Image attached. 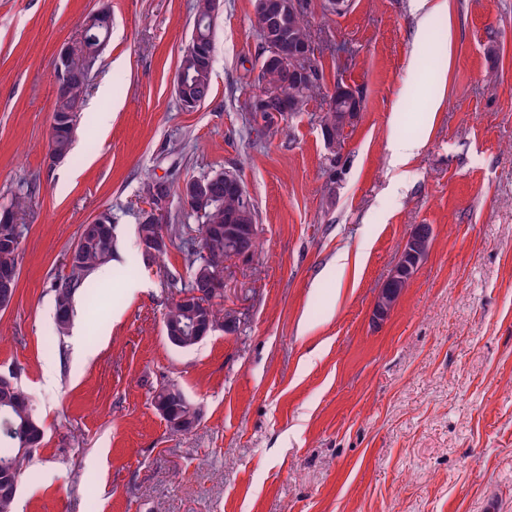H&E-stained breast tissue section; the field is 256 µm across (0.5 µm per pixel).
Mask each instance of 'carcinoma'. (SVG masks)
Listing matches in <instances>:
<instances>
[{
    "mask_svg": "<svg viewBox=\"0 0 512 512\" xmlns=\"http://www.w3.org/2000/svg\"><path fill=\"white\" fill-rule=\"evenodd\" d=\"M208 0H196L195 14L200 19L198 37L209 39ZM254 22L261 40V50L272 39L280 41L281 50L290 52L297 48L294 39L309 41L312 38L307 21L302 14L288 13L263 23L259 15ZM178 70L184 72L185 82L194 89L211 85L212 70L200 71L193 61L182 56ZM258 80L270 86H280L288 93V100L294 102L293 111L297 112L315 95L320 86L302 87L294 83V78L280 71L269 70L258 75ZM88 85L78 86L74 93L63 101L56 102L55 110H64L72 114V123H77ZM74 128L58 131L50 137V144L64 153H70ZM199 221L198 235L187 239L185 257L192 274L205 267V257L220 259L224 257V209L211 208L195 213ZM117 251V236L111 224H83L71 257V272L68 276L54 281L51 288L55 295V322L59 334L64 335L70 329L74 318V298L82 293L92 296L90 279L93 271L112 259ZM18 271V249L0 240V279ZM189 320L185 308L176 303L168 307L163 324L170 326L184 324ZM152 402L167 403L170 414L181 418L190 414L192 405L177 385L163 388L152 394ZM0 433L7 438V446L0 448V512H14V503L19 482L29 462L32 449L38 447L44 438V428L37 417L29 397L18 383L15 372L0 378Z\"/></svg>",
    "mask_w": 512,
    "mask_h": 512,
    "instance_id": "cac0c4a2",
    "label": "carcinoma"
}]
</instances>
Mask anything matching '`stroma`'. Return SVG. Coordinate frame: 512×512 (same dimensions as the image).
Segmentation results:
<instances>
[{
    "instance_id": "35a3bbf8",
    "label": "stroma",
    "mask_w": 512,
    "mask_h": 512,
    "mask_svg": "<svg viewBox=\"0 0 512 512\" xmlns=\"http://www.w3.org/2000/svg\"><path fill=\"white\" fill-rule=\"evenodd\" d=\"M438 2L421 32L410 0H304L323 92L269 126L250 110L254 0H223L211 94L190 111L175 85L195 0H0V206L27 199L0 372L20 373L46 429L16 512H486L489 498L512 512V0ZM100 10L110 36L56 163L55 56ZM339 84L362 109L332 151L320 117ZM398 136L422 144L400 183ZM224 170L260 246L224 265L236 330L179 349L167 279L189 271L176 244L139 255L145 187L165 182L166 224L194 230L180 189ZM103 215L111 278L52 338L51 285ZM419 224L428 256L377 320ZM168 383L198 411L190 433L151 403Z\"/></svg>"
}]
</instances>
